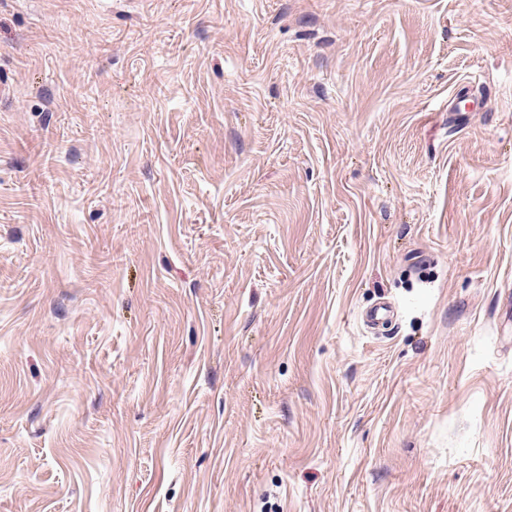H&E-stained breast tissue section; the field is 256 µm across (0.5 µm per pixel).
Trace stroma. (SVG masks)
<instances>
[{
  "instance_id": "1",
  "label": "stroma",
  "mask_w": 512,
  "mask_h": 512,
  "mask_svg": "<svg viewBox=\"0 0 512 512\" xmlns=\"http://www.w3.org/2000/svg\"><path fill=\"white\" fill-rule=\"evenodd\" d=\"M0 82V512H512V0H0Z\"/></svg>"
}]
</instances>
